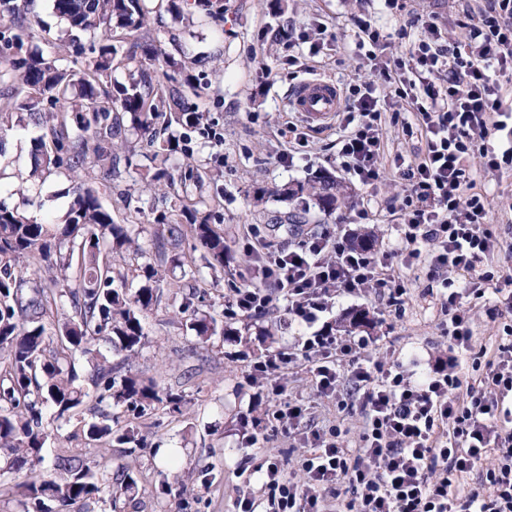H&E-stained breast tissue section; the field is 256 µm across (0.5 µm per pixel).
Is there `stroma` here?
<instances>
[{"mask_svg":"<svg viewBox=\"0 0 512 512\" xmlns=\"http://www.w3.org/2000/svg\"><path fill=\"white\" fill-rule=\"evenodd\" d=\"M216 14L183 0L180 15L168 10V0H145L150 11V34L175 59L189 62V72L203 84L205 93L196 104L205 112L211 130L221 133L222 144L208 136L192 133L185 152L168 162L174 176L164 191L151 190L128 172L122 182L129 194V207L112 206L116 223L134 221L140 208H154L170 220L179 218L183 196L211 198L215 186L224 195L212 209V224L224 237V270L213 273L201 266L203 248L185 238L179 257H167L161 266L163 282L158 300L145 315L146 345L128 358L131 373L153 378L159 385L182 395L181 412L166 410L135 420L145 439L142 448L101 447L79 440L67 442L73 423H59L43 450L45 469H53L59 457L76 455L105 462V473L128 469L138 481L137 512H174L173 498L158 495L165 483L182 479L184 512H234L239 497L260 492L257 468L267 457L287 459L286 473L295 483H303L300 459L307 455L295 434L282 427L268 426L256 445L242 441L241 419L264 417L267 402L257 400L260 387L251 378L257 359L292 346L304 327L289 324L281 307H272L258 319L228 321L224 303L234 288L253 283L254 273L244 251L251 237L250 227L278 245L296 243L308 231H326L347 236L351 242L372 239L379 250L400 246L401 219L390 214L387 204L402 196L405 188L392 168L395 154L415 159L425 142L420 136L408 137L401 126L383 128L380 161L383 173L375 187L362 186L340 164L336 156L335 131L308 132L307 150L296 149L290 141L289 125L300 118L288 106L290 89L302 80L322 76L347 86L352 79H370L368 71L358 70L354 57L358 40L357 23L369 19L391 38L380 53L388 59L400 57L407 41L395 38L399 27L419 15L435 16L448 41L461 40L463 25L483 7L484 0H403L395 12L384 9L381 0H221ZM327 28L330 37L317 56L299 52V62L289 65L291 44L300 34L317 36ZM0 146L5 160L0 163V204L27 205L42 220L62 223L71 201L70 179L55 176L45 183H32L27 194H17L21 177L30 167L27 137L8 133ZM293 159L281 163L282 152ZM478 170L476 191L489 201V220L500 233L504 245L512 246V171L481 173L480 158L470 161ZM200 165L218 175V185L185 188L180 174L189 166ZM327 173L342 185L345 205L332 215L305 210L301 201H288L277 191L292 181H305L317 173ZM367 209L370 218L359 221L356 213ZM196 261L195 275L185 272L184 264ZM412 288L403 315L389 312L377 295H339L321 316L337 334L349 329L352 314L367 312V325L354 329L356 335L371 337V349L380 355L401 352L411 356L423 372H431L448 362V341L441 333L442 314L435 299L426 295L417 271H409ZM189 300L192 313L222 320L224 334L200 343L190 328L189 316L179 314L182 300ZM289 395L302 399L310 408V418L319 428L340 424L349 446L360 443L364 419L360 411L338 412L334 400L318 396L306 366L291 365L282 377ZM207 470L212 481L200 484L198 474Z\"/></svg>","mask_w":512,"mask_h":512,"instance_id":"1","label":"stroma"}]
</instances>
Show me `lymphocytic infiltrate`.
Returning <instances> with one entry per match:
<instances>
[{
    "mask_svg": "<svg viewBox=\"0 0 512 512\" xmlns=\"http://www.w3.org/2000/svg\"><path fill=\"white\" fill-rule=\"evenodd\" d=\"M425 37L410 39L407 54L383 60L377 53L387 34L364 20L358 25L361 66L375 80L357 79L345 90L338 114L337 156L366 187L380 178L378 158L383 123H398L413 112L425 150L407 164L393 165L406 182L403 195L388 209L404 218V237L395 251L373 244L353 247L344 237L307 232L285 249L255 237L251 246L259 286L236 288L224 304V317L239 320L268 312L282 302L289 322L309 327L297 345L254 362V376L269 382L271 417L300 430L310 452L300 461L305 485L284 474L277 459H266L260 473L261 497L238 499L236 512H512V277L487 264L499 234L488 218V203L473 189L476 170L512 168V104L499 76L512 71V0H485L466 24L463 40L444 43L435 16H417ZM428 257L426 292L446 317L443 336L450 352L463 355L473 346L471 316L464 298L495 300L486 314L502 321L511 342L496 359L473 360L470 372L438 370L422 377L402 357L373 358L363 336H340L319 319L335 294L375 293L386 307L401 312L410 293L406 276ZM304 360L319 395L341 396L351 385L365 416L358 451L345 448L340 426L311 427L308 406L286 397L280 382L290 364ZM466 401H459L458 393ZM493 467L482 468L487 457ZM481 476L467 493L458 486L472 471Z\"/></svg>",
    "mask_w": 512,
    "mask_h": 512,
    "instance_id": "obj_1",
    "label": "lymphocytic infiltrate"
}]
</instances>
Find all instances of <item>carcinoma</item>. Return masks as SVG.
Segmentation results:
<instances>
[{
    "mask_svg": "<svg viewBox=\"0 0 512 512\" xmlns=\"http://www.w3.org/2000/svg\"><path fill=\"white\" fill-rule=\"evenodd\" d=\"M34 0H0V152L8 132L30 125L31 177L41 182L55 173L73 180L72 201L64 224L54 226L18 207L0 205V472L24 473L14 485L23 512L57 506L83 512L87 502L108 495L112 512L138 494L137 479L124 469L108 481L97 464L78 456L58 459L57 472L39 469L43 449L52 435L44 409L54 419L79 416L88 402L101 420L80 427L84 440L143 446L135 427L119 425V417L101 406H122L137 416L158 409L181 411L182 397L123 370L99 354L94 342L131 356L145 344L143 316L157 300L161 278L150 253L138 244L133 224H117L112 209L100 200V188L112 189L122 178L119 151L126 148L124 120L139 131L144 144L141 179L159 187L171 179L168 156L178 151L176 139H159L157 120L194 131L205 115L185 103V89L200 96L201 87L181 79L182 66L172 61L149 35L144 0H53L66 20L59 41L81 67L61 56H46L32 44L31 30L39 17ZM128 31L124 51L112 43V24ZM123 63L128 80L112 81L115 63ZM280 195L302 199L326 214L345 196L331 175L286 184ZM197 202L181 201L185 223L153 218L158 246L180 248L186 232L205 249L206 267H224V237L200 214ZM133 250L142 259L146 284L129 295L115 287L112 261L101 250ZM39 265L48 278L29 284L25 270ZM70 307L72 315L53 323V311ZM192 329L206 341L217 334V319L194 318ZM91 364L94 391L79 383L75 368L64 363L75 353Z\"/></svg>",
    "mask_w": 512,
    "mask_h": 512,
    "instance_id": "carcinoma-1",
    "label": "carcinoma"
}]
</instances>
